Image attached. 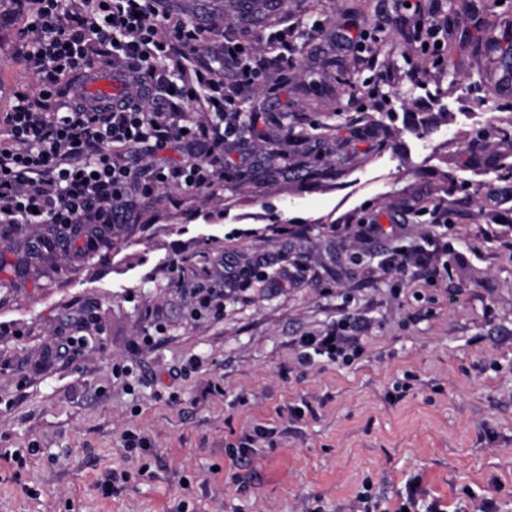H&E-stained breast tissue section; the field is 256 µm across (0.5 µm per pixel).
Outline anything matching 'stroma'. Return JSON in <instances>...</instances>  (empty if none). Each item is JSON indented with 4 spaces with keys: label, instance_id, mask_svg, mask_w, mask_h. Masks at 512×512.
<instances>
[{
    "label": "stroma",
    "instance_id": "stroma-1",
    "mask_svg": "<svg viewBox=\"0 0 512 512\" xmlns=\"http://www.w3.org/2000/svg\"><path fill=\"white\" fill-rule=\"evenodd\" d=\"M175 5L215 24L217 42L306 13L354 34L381 21L382 59L417 52L383 0H280L248 26L238 0ZM451 21L445 70L429 82L439 100L400 78L392 112L360 111L351 87L371 71L319 36L293 55L288 84L268 69L275 122L251 139L258 164L285 127L309 133L302 166L228 178L176 208L167 189L141 198L116 250L59 252L50 280L15 262L39 225L0 239V512H352L367 484L393 512L414 479L417 512H461L465 488L512 512V103L474 81L478 18ZM20 27L0 0L11 91L37 87L17 56ZM421 120L451 139L425 141ZM379 124L384 140L352 136ZM370 220L383 234L366 235ZM430 241L448 278L394 269ZM193 288L219 291L223 314L196 317ZM344 310L360 319L363 355L300 366L298 338ZM78 337L76 354L45 358ZM403 379L409 391L389 401ZM258 423L267 437L236 462ZM128 432L147 450L127 454ZM17 449L25 468L9 458ZM115 470L128 480L113 483Z\"/></svg>",
    "mask_w": 512,
    "mask_h": 512
}]
</instances>
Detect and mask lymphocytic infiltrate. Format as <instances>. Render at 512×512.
Wrapping results in <instances>:
<instances>
[{
	"instance_id": "obj_1",
	"label": "lymphocytic infiltrate",
	"mask_w": 512,
	"mask_h": 512,
	"mask_svg": "<svg viewBox=\"0 0 512 512\" xmlns=\"http://www.w3.org/2000/svg\"><path fill=\"white\" fill-rule=\"evenodd\" d=\"M21 19L19 61L38 92L16 91L0 113V223L57 230L129 222L137 198L161 187L181 192L224 178V150L240 130V95L257 89L270 53L295 50V25L212 45L210 27L162 0H12ZM124 79L123 98L103 104L62 88L97 64ZM208 139L206 154L177 164L155 155ZM300 361L353 363L364 346L357 319L304 336Z\"/></svg>"
}]
</instances>
